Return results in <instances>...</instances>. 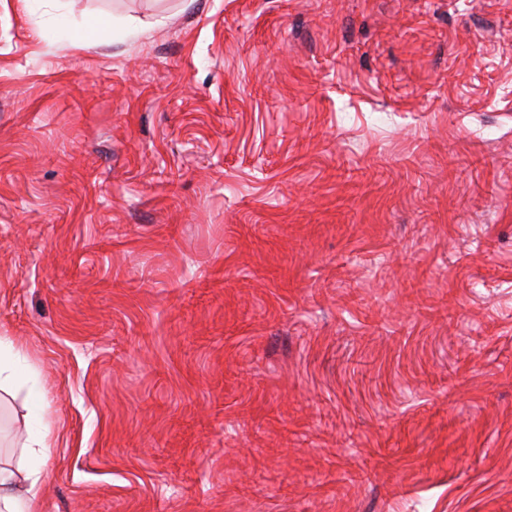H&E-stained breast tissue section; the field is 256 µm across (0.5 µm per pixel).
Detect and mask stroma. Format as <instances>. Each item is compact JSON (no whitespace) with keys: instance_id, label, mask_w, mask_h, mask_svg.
<instances>
[{"instance_id":"35a3bbf8","label":"stroma","mask_w":512,"mask_h":512,"mask_svg":"<svg viewBox=\"0 0 512 512\" xmlns=\"http://www.w3.org/2000/svg\"><path fill=\"white\" fill-rule=\"evenodd\" d=\"M0 336L39 512H512V0H0ZM19 356V352L15 351V348L11 341L0 337V387L7 386L15 382V371L14 366L16 359Z\"/></svg>"}]
</instances>
